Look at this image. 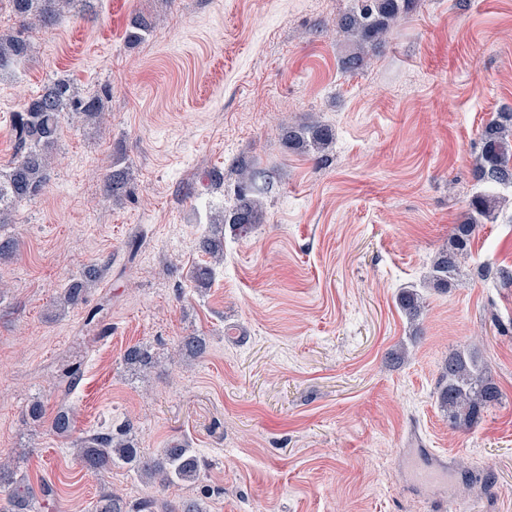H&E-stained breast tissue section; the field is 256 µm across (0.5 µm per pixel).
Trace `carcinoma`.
<instances>
[{
    "label": "carcinoma",
    "mask_w": 512,
    "mask_h": 512,
    "mask_svg": "<svg viewBox=\"0 0 512 512\" xmlns=\"http://www.w3.org/2000/svg\"><path fill=\"white\" fill-rule=\"evenodd\" d=\"M85 0H11L12 10L20 19L19 30L0 35V71L25 60L31 47L25 32L32 26L45 25L61 13L83 14L77 5ZM415 0H357L356 6L344 14L337 27L353 44V50L342 58V69L354 73L366 64L368 50L381 41L391 25L409 14ZM104 111L102 99L94 94L79 93L68 79L51 81L42 93L28 99L14 115L15 150L8 171L0 173V225L12 223V210L20 201L34 199L49 182V167L57 148L64 114L92 120ZM480 149L475 157L472 175L483 184L512 186V112H498L478 132ZM288 147L315 150L332 141L331 130L319 123L290 126L286 131ZM237 189L229 209L219 215L218 228H229L242 235L249 233L263 220L262 198L272 187L275 173L256 169L247 164L237 166ZM130 178L125 170L108 174L107 191L118 201L127 193ZM499 199L480 193L469 203L464 219L453 226L452 242L440 251L432 264L431 283L436 288L451 286L459 275L460 260L468 255L479 224L494 219ZM203 250L214 264L197 266L191 275L195 286L206 287L214 273V265L224 256V241L209 238ZM98 272L91 268L80 278L71 279L63 288L60 307L66 308L86 301L88 290L95 284ZM399 306L410 320L417 319L423 305L415 290H403ZM206 351L205 338L196 334L180 337L176 353L199 358ZM123 361L136 368H150L155 363L148 347L128 348ZM78 380L77 370L64 371L58 380L56 412L51 430L63 437L75 430V419L68 396ZM501 400V391L486 375L469 348H459L448 355L437 387V401L448 423L454 429L470 430L483 420L484 414ZM76 458L89 470L121 464L140 477L156 482L160 489L179 483L195 482L200 478L201 460L186 442H173L153 456L138 447L131 428L117 433L92 434L76 440ZM23 478L17 477V467L0 459V488L13 485L9 512H40L36 496L20 489ZM90 512H154L152 503L128 504L115 494L102 493L90 507Z\"/></svg>",
    "instance_id": "cac0c4a2"
}]
</instances>
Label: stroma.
Instances as JSON below:
<instances>
[{
    "label": "stroma",
    "mask_w": 512,
    "mask_h": 512,
    "mask_svg": "<svg viewBox=\"0 0 512 512\" xmlns=\"http://www.w3.org/2000/svg\"><path fill=\"white\" fill-rule=\"evenodd\" d=\"M355 0H94L26 33L29 59L0 71V170L12 115L55 78L99 93L97 121L64 124L46 191L21 203L0 240V455L46 512H89L99 494L208 512H512V286L480 267H512V188L480 225L457 285L428 284L473 195L477 131L512 110V0H420L342 73L336 31ZM151 32L130 43L133 24ZM329 125L322 152L287 148V126ZM273 169L264 221L224 236L208 287L190 272L232 204L239 163ZM130 169L131 197L106 199L104 175ZM140 237L135 259L125 244ZM105 272L84 303L63 286ZM421 294L410 324L397 304ZM103 305L99 326L87 325ZM204 357L179 360L188 334ZM156 363L123 362L133 345ZM474 351L502 393L469 431L437 400L449 353ZM71 364L74 435L131 425L143 451L187 440L195 483L158 492L134 471L82 468L50 429L54 381ZM41 401L33 422L28 409ZM445 463L458 488L475 463L490 491L451 504L418 471Z\"/></svg>",
    "instance_id": "obj_1"
}]
</instances>
